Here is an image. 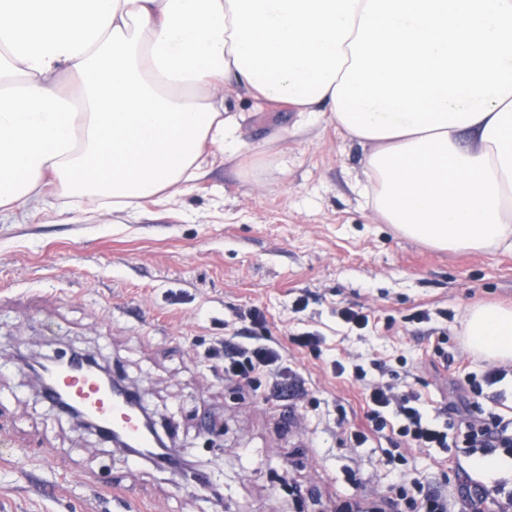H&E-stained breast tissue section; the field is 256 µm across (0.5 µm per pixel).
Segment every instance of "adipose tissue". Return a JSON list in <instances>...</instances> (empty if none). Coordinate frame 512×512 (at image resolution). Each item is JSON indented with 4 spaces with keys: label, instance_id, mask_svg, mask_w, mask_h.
I'll list each match as a JSON object with an SVG mask.
<instances>
[{
    "label": "adipose tissue",
    "instance_id": "adipose-tissue-1",
    "mask_svg": "<svg viewBox=\"0 0 512 512\" xmlns=\"http://www.w3.org/2000/svg\"><path fill=\"white\" fill-rule=\"evenodd\" d=\"M229 78L367 146L402 236L512 248V0H0V221L185 194L241 154ZM464 333L512 361V307Z\"/></svg>",
    "mask_w": 512,
    "mask_h": 512
}]
</instances>
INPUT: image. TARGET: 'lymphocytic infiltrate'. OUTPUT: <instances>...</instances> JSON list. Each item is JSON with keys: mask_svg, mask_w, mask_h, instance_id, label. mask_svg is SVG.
Listing matches in <instances>:
<instances>
[{"mask_svg": "<svg viewBox=\"0 0 512 512\" xmlns=\"http://www.w3.org/2000/svg\"><path fill=\"white\" fill-rule=\"evenodd\" d=\"M251 329L237 331L224 341V378L253 390L276 383L289 398L307 393L299 374L288 363L289 349L318 350L321 336L302 332L288 339L287 345L270 342L258 329L266 319L259 310L249 313ZM336 375L352 372L365 385L364 414L360 424L345 436L350 447H364L372 438L386 439L394 446L438 448L445 461H453V451L465 449L480 458L503 453L512 456V430L496 414H484L476 401L484 387L494 386L507 376L502 366L490 367L481 380L454 378L447 403L435 413L421 405L420 395L390 383L368 380L363 366L332 364ZM375 512H512V494H502L500 487L479 484L460 487L458 501H451L433 485L420 480L399 479L391 495L382 497Z\"/></svg>", "mask_w": 512, "mask_h": 512, "instance_id": "obj_1", "label": "lymphocytic infiltrate"}]
</instances>
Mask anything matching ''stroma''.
<instances>
[{
  "instance_id": "obj_1",
  "label": "stroma",
  "mask_w": 512,
  "mask_h": 512,
  "mask_svg": "<svg viewBox=\"0 0 512 512\" xmlns=\"http://www.w3.org/2000/svg\"><path fill=\"white\" fill-rule=\"evenodd\" d=\"M224 106L244 149L216 160L191 191L136 215L71 220L53 208L0 223V512H336L356 496L350 471L380 490L398 475L455 489L458 453L435 448L382 464L383 443L342 442L341 417L362 413L363 386L332 361L386 362L427 409L451 375L488 363L462 336L470 305L512 306V252L438 251L398 235L358 185L366 147L234 84ZM272 342L315 331L320 352H291L310 394L298 405L224 380L223 343L250 307ZM344 308L370 314L349 328ZM432 312L431 322L408 315ZM444 343L452 367L432 347ZM93 353L122 374L196 465L192 480L73 428L21 367L22 354ZM69 482L67 494L56 486Z\"/></svg>"
}]
</instances>
